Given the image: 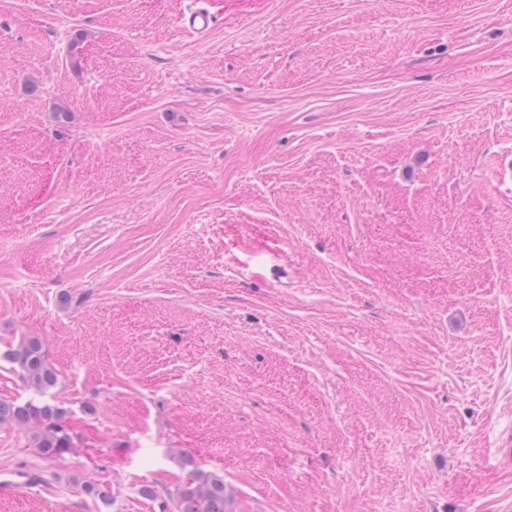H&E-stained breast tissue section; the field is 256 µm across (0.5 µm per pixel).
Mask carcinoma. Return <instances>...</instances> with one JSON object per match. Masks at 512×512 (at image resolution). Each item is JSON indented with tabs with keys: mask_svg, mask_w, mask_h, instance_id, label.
Segmentation results:
<instances>
[{
	"mask_svg": "<svg viewBox=\"0 0 512 512\" xmlns=\"http://www.w3.org/2000/svg\"><path fill=\"white\" fill-rule=\"evenodd\" d=\"M0 361L19 374L36 399L19 401L0 398V426L26 430L39 455L45 460L61 457L74 448L73 436L65 424L66 410L54 404L58 375L50 364L43 343L36 337H22L4 353ZM191 466L172 496L175 512H228L229 494L224 479L212 472ZM83 492L110 506V495L99 483L86 481Z\"/></svg>",
	"mask_w": 512,
	"mask_h": 512,
	"instance_id": "carcinoma-1",
	"label": "carcinoma"
}]
</instances>
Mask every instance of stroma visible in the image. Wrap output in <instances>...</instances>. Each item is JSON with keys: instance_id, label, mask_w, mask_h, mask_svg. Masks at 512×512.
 <instances>
[{"instance_id": "35a3bbf8", "label": "stroma", "mask_w": 512, "mask_h": 512, "mask_svg": "<svg viewBox=\"0 0 512 512\" xmlns=\"http://www.w3.org/2000/svg\"><path fill=\"white\" fill-rule=\"evenodd\" d=\"M208 2L0 0V351L76 442L1 426L0 512H174L185 455L228 512H499L512 0ZM183 29L199 37L206 36L213 24V15L203 5L195 6L180 19ZM0 361L19 374L38 399L19 401L0 398V426L25 429L39 455L53 460L74 446L73 436L65 424L66 410L54 404L58 375L50 364L43 343L36 337H22L4 353Z\"/></svg>"}]
</instances>
